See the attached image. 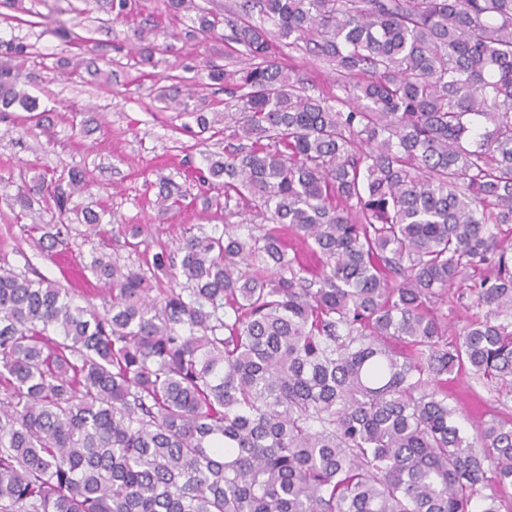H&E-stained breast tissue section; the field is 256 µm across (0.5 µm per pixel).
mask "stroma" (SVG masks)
<instances>
[{
	"instance_id": "stroma-1",
	"label": "stroma",
	"mask_w": 512,
	"mask_h": 512,
	"mask_svg": "<svg viewBox=\"0 0 512 512\" xmlns=\"http://www.w3.org/2000/svg\"><path fill=\"white\" fill-rule=\"evenodd\" d=\"M136 4L138 16L97 35L112 42L111 88L30 62L26 89L47 111L43 126L28 131L18 118L0 121V258L18 272H34L71 289L81 306L95 300L96 279L89 269L94 257L146 270L155 253H177L184 237L224 230L223 201L195 178L206 155L222 151L223 136L186 127L184 118L159 111L154 95L161 85L182 87L188 67L199 62L240 69L244 60L230 55L224 42L198 45L187 40L188 19L170 16L166 0ZM144 15L158 22L155 42L165 49L154 67L138 64L134 51ZM0 37L25 39L56 58L74 54L41 28L17 24L4 7ZM69 168L87 174V185L73 196V205L95 211L100 222L93 229L70 221L53 244L14 205L13 197L18 186ZM165 186L179 198V207H158L156 199ZM448 403L467 428L493 417L512 421V400L498 401L463 371L448 379Z\"/></svg>"
}]
</instances>
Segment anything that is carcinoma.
Segmentation results:
<instances>
[{
  "mask_svg": "<svg viewBox=\"0 0 512 512\" xmlns=\"http://www.w3.org/2000/svg\"><path fill=\"white\" fill-rule=\"evenodd\" d=\"M190 36L247 60L207 65L228 95L224 152L198 179L243 201L258 233L191 235L180 287L90 262L101 307L0 262V512H499L512 423L470 435L448 405L465 370L512 397V0H196ZM132 0H104L99 27ZM110 86L112 45L55 21ZM327 65L312 93L282 47ZM40 56L0 40V119ZM155 98L211 122L165 86ZM86 175L15 198L69 204ZM306 247L288 250L286 232ZM456 289L481 313L449 342ZM490 493H485V490Z\"/></svg>",
  "mask_w": 512,
  "mask_h": 512,
  "instance_id": "1",
  "label": "carcinoma"
}]
</instances>
